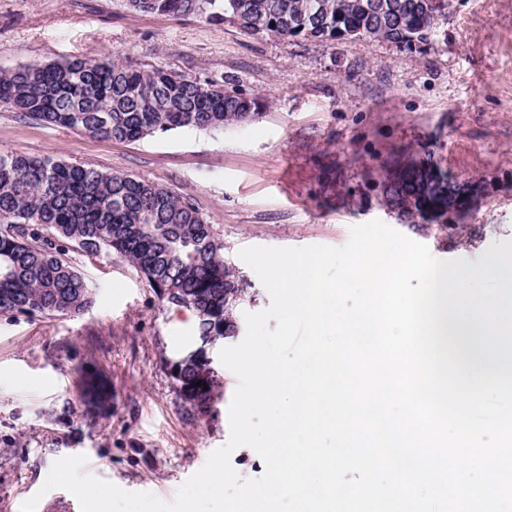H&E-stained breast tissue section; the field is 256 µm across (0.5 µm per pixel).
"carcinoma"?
<instances>
[{"label":"carcinoma","instance_id":"obj_1","mask_svg":"<svg viewBox=\"0 0 512 512\" xmlns=\"http://www.w3.org/2000/svg\"><path fill=\"white\" fill-rule=\"evenodd\" d=\"M152 14L230 18L250 34L336 40V31L369 38L377 18L364 0H129ZM388 40L426 45L448 16L431 0H394ZM0 105L26 122L90 137L131 141L178 128L221 130L259 114L261 102L177 71L135 66L120 55L74 57L0 72ZM431 156L405 155V177L385 201L408 219H427V202L448 197V171L424 187L412 179ZM115 254L167 304L191 310L200 336L237 326L243 283L224 260V241L188 199L154 181L23 151L0 153V314L74 316L94 303L87 276L67 257Z\"/></svg>","mask_w":512,"mask_h":512}]
</instances>
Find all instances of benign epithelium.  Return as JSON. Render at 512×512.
I'll return each mask as SVG.
<instances>
[{
	"label": "benign epithelium",
	"instance_id": "obj_1",
	"mask_svg": "<svg viewBox=\"0 0 512 512\" xmlns=\"http://www.w3.org/2000/svg\"><path fill=\"white\" fill-rule=\"evenodd\" d=\"M479 202V189L473 185H462L454 179L448 180V203L439 204L435 210H446L448 214L461 217L473 210ZM217 340L213 336L199 338L197 347L181 352L177 358L169 361L170 371L174 372V379L181 383L180 394L182 399L192 405L202 414L207 415L213 411L217 400L216 392L204 386L211 385V376L208 370L214 369L211 352L215 348ZM205 364L207 368L199 372L192 381L183 384L182 369L188 366ZM202 385H197V382Z\"/></svg>",
	"mask_w": 512,
	"mask_h": 512
}]
</instances>
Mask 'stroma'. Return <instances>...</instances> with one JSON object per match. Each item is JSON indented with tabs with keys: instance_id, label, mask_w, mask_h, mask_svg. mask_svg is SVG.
I'll return each instance as SVG.
<instances>
[{
	"instance_id": "1",
	"label": "stroma",
	"mask_w": 512,
	"mask_h": 512,
	"mask_svg": "<svg viewBox=\"0 0 512 512\" xmlns=\"http://www.w3.org/2000/svg\"><path fill=\"white\" fill-rule=\"evenodd\" d=\"M117 53L224 82L263 107L221 130L125 142L26 123L0 107V153L133 174L188 198L244 283L236 319L270 304L238 256L247 246H341L374 219L441 260L474 264L512 240V0H456L435 42L413 49L287 41L219 18L138 12L127 0H0V71ZM425 152L483 191L444 226L387 208L376 177L381 163ZM72 259L91 282V308L0 315V512H20L36 494L46 512H81L67 490L43 488L53 463L72 455L86 456L87 474L170 501L229 439L236 376L219 367L222 395L203 417L168 370L197 341L194 315L169 308L119 257ZM79 366L104 383L103 408L85 404Z\"/></svg>"
}]
</instances>
